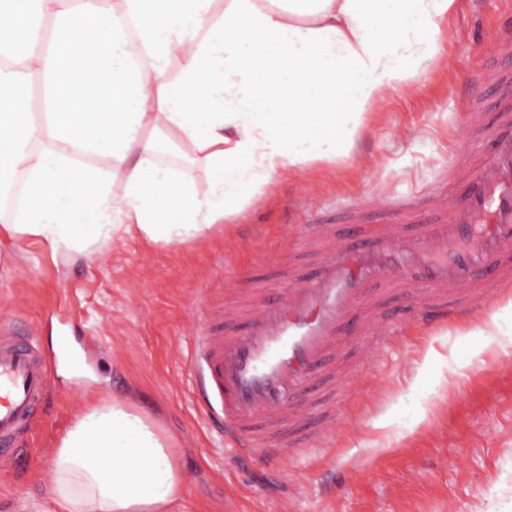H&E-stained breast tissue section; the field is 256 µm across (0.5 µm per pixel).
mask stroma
<instances>
[{
	"label": "stroma",
	"instance_id": "35a3bbf8",
	"mask_svg": "<svg viewBox=\"0 0 512 512\" xmlns=\"http://www.w3.org/2000/svg\"><path fill=\"white\" fill-rule=\"evenodd\" d=\"M508 30L512 0H456L440 24L443 58L366 114L349 157L274 176L207 237L93 235L85 253L0 240V321L31 330L52 389L15 460L0 465V512H51L61 437L85 406L115 397L169 438L185 476L173 512H512V320L496 341L482 312L400 328L376 371L354 368L335 439L281 463L237 459L200 406L190 363L199 301L233 305L249 288L283 295L274 266L258 259L305 250L310 224L338 223L375 195L414 210L431 191L456 201L458 184L440 176L451 154L486 150L464 104L496 103L483 81L489 35Z\"/></svg>",
	"mask_w": 512,
	"mask_h": 512
}]
</instances>
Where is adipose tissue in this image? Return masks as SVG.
Instances as JSON below:
<instances>
[{
  "label": "adipose tissue",
  "instance_id": "adipose-tissue-1",
  "mask_svg": "<svg viewBox=\"0 0 512 512\" xmlns=\"http://www.w3.org/2000/svg\"><path fill=\"white\" fill-rule=\"evenodd\" d=\"M455 3L0 0V188L25 185L0 235L208 236L273 175L349 156L366 114L439 54ZM184 144L218 172L210 196L152 163ZM182 481L119 398L77 415L52 457L58 512H172Z\"/></svg>",
  "mask_w": 512,
  "mask_h": 512
}]
</instances>
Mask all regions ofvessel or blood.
<instances>
[{"label":"vessel or blood","mask_w":512,"mask_h":512,"mask_svg":"<svg viewBox=\"0 0 512 512\" xmlns=\"http://www.w3.org/2000/svg\"><path fill=\"white\" fill-rule=\"evenodd\" d=\"M494 135L456 203L431 200L425 224L379 225L367 234L360 212L321 224L311 274L285 271L283 296L256 301L244 331L233 309L206 314L193 360L209 416L239 457H304L334 431L350 363L375 365L378 347L352 351L343 337L401 321L434 324L497 305L512 285V110L496 112ZM50 365L35 343L0 324V462L13 457L34 410L49 396Z\"/></svg>","instance_id":"vessel-or-blood-1"}]
</instances>
